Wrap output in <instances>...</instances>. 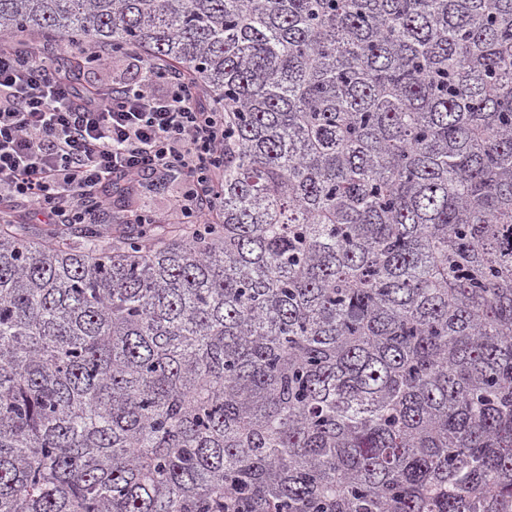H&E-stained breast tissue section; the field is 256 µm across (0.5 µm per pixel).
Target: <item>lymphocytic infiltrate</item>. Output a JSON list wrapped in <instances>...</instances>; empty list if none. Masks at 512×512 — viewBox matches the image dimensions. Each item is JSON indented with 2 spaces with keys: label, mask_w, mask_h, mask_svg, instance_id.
<instances>
[{
  "label": "lymphocytic infiltrate",
  "mask_w": 512,
  "mask_h": 512,
  "mask_svg": "<svg viewBox=\"0 0 512 512\" xmlns=\"http://www.w3.org/2000/svg\"><path fill=\"white\" fill-rule=\"evenodd\" d=\"M87 51L78 90L41 50L0 40V216L33 205L65 224L95 223L106 186L171 184L172 220L206 223L221 170L224 115L201 105L184 72L140 61L134 82L108 80Z\"/></svg>",
  "instance_id": "1"
}]
</instances>
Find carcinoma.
<instances>
[{
	"mask_svg": "<svg viewBox=\"0 0 512 512\" xmlns=\"http://www.w3.org/2000/svg\"><path fill=\"white\" fill-rule=\"evenodd\" d=\"M224 106L206 224L0 222V512H512V0H0Z\"/></svg>",
	"mask_w": 512,
	"mask_h": 512,
	"instance_id": "carcinoma-1",
	"label": "carcinoma"
}]
</instances>
